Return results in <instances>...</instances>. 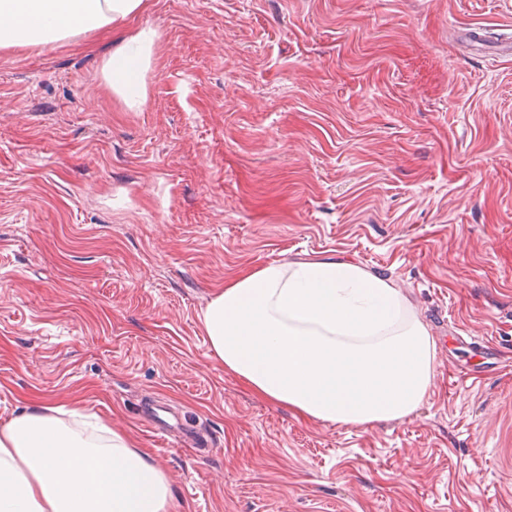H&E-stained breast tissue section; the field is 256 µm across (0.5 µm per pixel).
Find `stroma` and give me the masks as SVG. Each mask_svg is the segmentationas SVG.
<instances>
[{"mask_svg": "<svg viewBox=\"0 0 512 512\" xmlns=\"http://www.w3.org/2000/svg\"><path fill=\"white\" fill-rule=\"evenodd\" d=\"M147 3L0 48V424L111 420L176 512H512V0ZM147 27L132 110L102 68ZM336 256L435 340L409 419L301 420L212 354L228 280Z\"/></svg>", "mask_w": 512, "mask_h": 512, "instance_id": "obj_1", "label": "stroma"}]
</instances>
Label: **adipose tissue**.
<instances>
[{
    "mask_svg": "<svg viewBox=\"0 0 512 512\" xmlns=\"http://www.w3.org/2000/svg\"><path fill=\"white\" fill-rule=\"evenodd\" d=\"M145 0H0V47L41 45L122 26ZM156 33L142 29L103 75L128 108L146 101ZM389 279L342 258L245 272L209 300L214 357L257 397L337 425L413 415L433 383L436 343L405 317ZM52 404L0 425V512H172L162 470L130 437Z\"/></svg>",
    "mask_w": 512,
    "mask_h": 512,
    "instance_id": "1",
    "label": "adipose tissue"
}]
</instances>
